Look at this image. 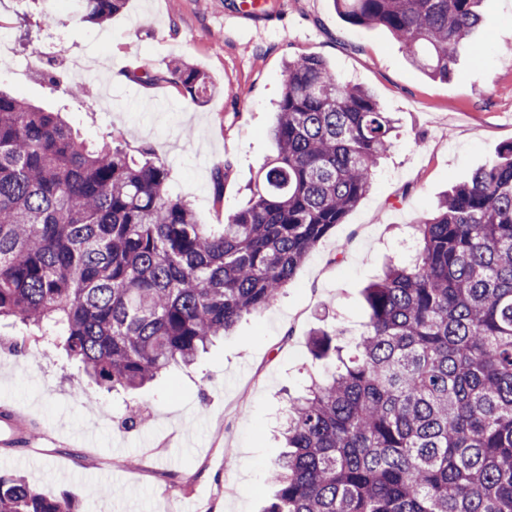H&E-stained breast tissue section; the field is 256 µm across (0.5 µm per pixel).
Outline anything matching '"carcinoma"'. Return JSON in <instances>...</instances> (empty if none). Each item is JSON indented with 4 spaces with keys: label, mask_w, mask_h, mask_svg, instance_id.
<instances>
[{
    "label": "carcinoma",
    "mask_w": 512,
    "mask_h": 512,
    "mask_svg": "<svg viewBox=\"0 0 512 512\" xmlns=\"http://www.w3.org/2000/svg\"><path fill=\"white\" fill-rule=\"evenodd\" d=\"M102 23L125 0H77ZM382 26L433 77L452 72L481 0H333ZM212 88L177 61L131 75ZM395 120L316 56L288 62L247 207L199 224L169 169L109 135L89 146L58 112L0 91V318L63 345L106 391L189 365L244 315L274 305L359 204ZM415 261L365 289L364 330L310 350L337 366L289 401L286 451L265 512H512V142L417 224ZM0 512H80L0 474Z\"/></svg>",
    "instance_id": "1"
}]
</instances>
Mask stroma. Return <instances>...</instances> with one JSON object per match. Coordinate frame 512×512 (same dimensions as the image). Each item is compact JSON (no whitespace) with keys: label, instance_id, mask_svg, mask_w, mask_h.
I'll list each match as a JSON object with an SVG mask.
<instances>
[{"label":"stroma","instance_id":"obj_1","mask_svg":"<svg viewBox=\"0 0 512 512\" xmlns=\"http://www.w3.org/2000/svg\"><path fill=\"white\" fill-rule=\"evenodd\" d=\"M239 2L126 0L93 24L62 0L51 31L41 0L21 12L0 0V34L10 37L0 89L66 111L86 140L114 131L130 148L149 147L201 224L243 208L275 155L268 129L288 61L325 59L397 120L391 149L344 223L274 306L244 316L193 365L132 394H104L61 348L15 353L18 328L0 325V474L78 498L84 512H264L288 399L328 367L311 354V332L338 327L353 338L366 318L364 288L389 260L407 258L401 244L415 224L512 142V0H482L480 24L446 79L410 64L386 28L346 22L333 0H271L250 19L239 17ZM58 39L63 53L46 54ZM179 59L213 85L206 102L175 84L127 78L144 62L160 72ZM75 82L90 86L88 97L67 94ZM135 407L145 413L131 428Z\"/></svg>","mask_w":512,"mask_h":512}]
</instances>
